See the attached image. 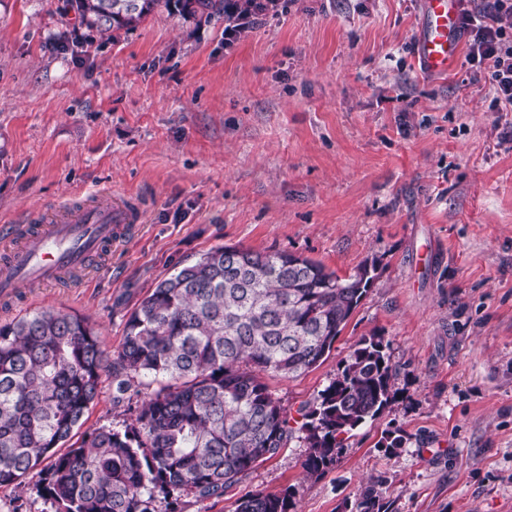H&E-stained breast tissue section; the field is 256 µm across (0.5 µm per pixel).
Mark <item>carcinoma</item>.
I'll use <instances>...</instances> for the list:
<instances>
[{"label": "carcinoma", "mask_w": 512, "mask_h": 512, "mask_svg": "<svg viewBox=\"0 0 512 512\" xmlns=\"http://www.w3.org/2000/svg\"><path fill=\"white\" fill-rule=\"evenodd\" d=\"M229 0H62L90 31L133 30L166 11L229 18ZM263 0H235L240 14ZM376 266L340 277L290 252L218 245L160 279L129 313L111 354L87 318L41 309L0 324V487L32 483L51 512H157L156 494L218 499L300 433L313 476L345 436L392 399L380 336L364 337L341 373L297 410V427L265 376L324 360L368 292ZM112 401L144 396L119 427L85 423L103 376ZM45 467H40L43 461ZM295 491L248 493L232 512H288Z\"/></svg>", "instance_id": "obj_1"}]
</instances>
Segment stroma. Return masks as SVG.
Masks as SVG:
<instances>
[{
  "label": "stroma",
  "mask_w": 512,
  "mask_h": 512,
  "mask_svg": "<svg viewBox=\"0 0 512 512\" xmlns=\"http://www.w3.org/2000/svg\"><path fill=\"white\" fill-rule=\"evenodd\" d=\"M424 5L281 0L229 43L220 18L102 35L58 0H0V225L102 193L143 214L85 269L0 299V323L67 309L115 352L157 281L218 245L377 267L325 361L267 383L295 415L376 334L388 407L318 475L294 438L178 512L289 486L292 512H359L370 488L379 512H512V112L465 57L423 67Z\"/></svg>",
  "instance_id": "1"
}]
</instances>
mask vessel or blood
I'll return each instance as SVG.
<instances>
[{
  "mask_svg": "<svg viewBox=\"0 0 512 512\" xmlns=\"http://www.w3.org/2000/svg\"><path fill=\"white\" fill-rule=\"evenodd\" d=\"M459 23V0H426L425 32L418 54L429 70L444 73L455 62ZM135 220L130 206L103 195L94 205L41 230L17 224L0 226V231L20 238L6 269L0 272V295H12L27 280L51 283L68 271L86 267Z\"/></svg>",
  "mask_w": 512,
  "mask_h": 512,
  "instance_id": "obj_1",
  "label": "vessel or blood"
}]
</instances>
